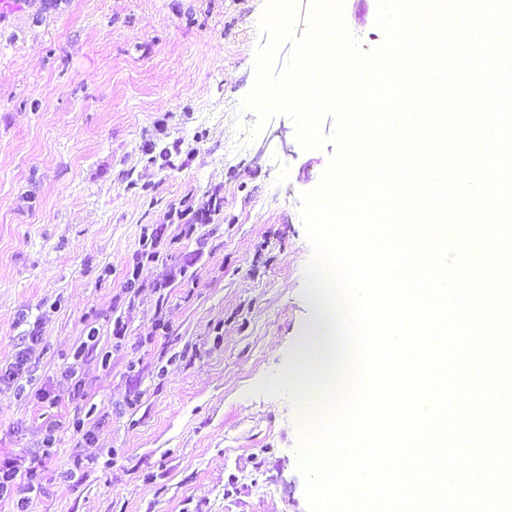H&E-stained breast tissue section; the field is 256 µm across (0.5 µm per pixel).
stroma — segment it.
I'll use <instances>...</instances> for the list:
<instances>
[{
  "label": "stroma",
  "mask_w": 512,
  "mask_h": 512,
  "mask_svg": "<svg viewBox=\"0 0 512 512\" xmlns=\"http://www.w3.org/2000/svg\"><path fill=\"white\" fill-rule=\"evenodd\" d=\"M267 5L0 15V463L41 451L30 512H308L304 405L268 384L311 323L302 196L334 147L241 107ZM376 13L344 0L367 49Z\"/></svg>",
  "instance_id": "stroma-1"
}]
</instances>
